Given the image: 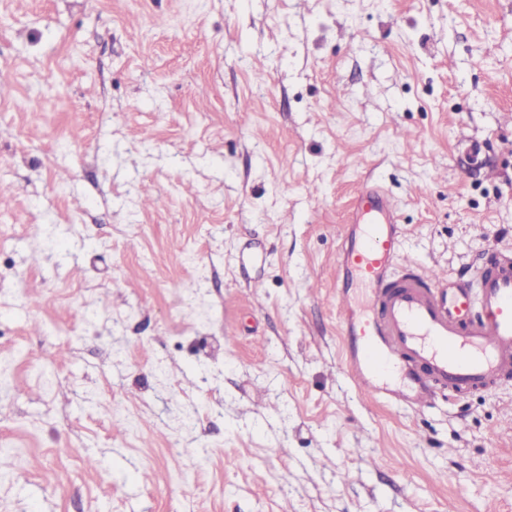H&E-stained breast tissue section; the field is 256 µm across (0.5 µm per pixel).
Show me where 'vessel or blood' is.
I'll use <instances>...</instances> for the list:
<instances>
[{"label": "vessel or blood", "mask_w": 512, "mask_h": 512, "mask_svg": "<svg viewBox=\"0 0 512 512\" xmlns=\"http://www.w3.org/2000/svg\"><path fill=\"white\" fill-rule=\"evenodd\" d=\"M402 248L392 197L364 184L338 254L340 334L354 383L409 409L512 383V249H493L469 278L451 279L399 266ZM353 287L366 290V306L351 302Z\"/></svg>", "instance_id": "vessel-or-blood-1"}]
</instances>
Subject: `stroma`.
I'll use <instances>...</instances> for the list:
<instances>
[{"mask_svg":"<svg viewBox=\"0 0 512 512\" xmlns=\"http://www.w3.org/2000/svg\"><path fill=\"white\" fill-rule=\"evenodd\" d=\"M0 83V512H512V385L373 400L336 300L366 181L512 247V0H0Z\"/></svg>","mask_w":512,"mask_h":512,"instance_id":"35a3bbf8","label":"stroma"}]
</instances>
